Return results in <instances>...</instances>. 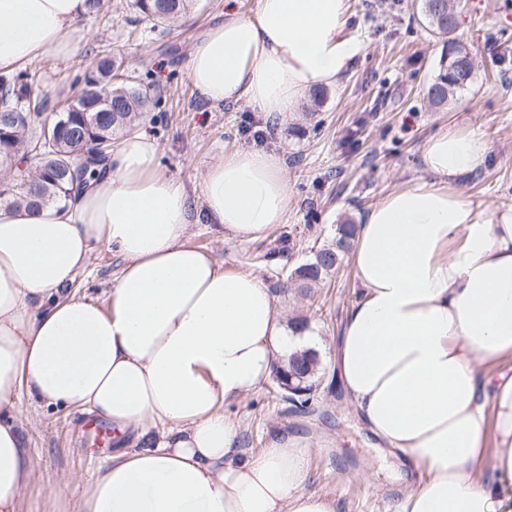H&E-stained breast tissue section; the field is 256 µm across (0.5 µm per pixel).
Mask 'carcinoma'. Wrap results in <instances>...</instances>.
<instances>
[{"instance_id": "carcinoma-1", "label": "carcinoma", "mask_w": 512, "mask_h": 512, "mask_svg": "<svg viewBox=\"0 0 512 512\" xmlns=\"http://www.w3.org/2000/svg\"><path fill=\"white\" fill-rule=\"evenodd\" d=\"M192 0H132L139 17L167 25L181 18ZM461 51L445 47L444 60L427 90L429 101L435 106L448 102V94H457L473 78L469 64L463 62ZM122 61L117 53H107L93 61L80 92L61 110L67 126L56 130L58 121L49 125L20 122L6 128L0 135V165L12 173L0 183V206L19 207L23 204L38 207L65 200L74 191V181H84L106 171L99 160L83 159L84 145L92 140L115 141L129 134L142 114L161 102L159 86L154 83L127 82L119 78ZM31 90L22 82V74L12 77L0 75V108L12 112L41 114L42 102L33 108ZM55 135V148L42 159L31 162L30 152L44 135V130ZM336 249H321L311 263L298 266L291 276L300 287L310 285L341 266L342 253L352 237V225L336 228ZM322 370L319 354L314 349L296 352L289 357L288 369L276 377L283 399L297 411H304L312 401L313 386Z\"/></svg>"}]
</instances>
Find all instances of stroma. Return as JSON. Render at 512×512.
I'll return each mask as SVG.
<instances>
[{
  "mask_svg": "<svg viewBox=\"0 0 512 512\" xmlns=\"http://www.w3.org/2000/svg\"><path fill=\"white\" fill-rule=\"evenodd\" d=\"M129 0H106L99 14L80 19L75 45L25 63L23 71L45 113L60 110L77 93L95 48L115 49L137 82L162 89L160 104L140 120L138 132L158 145V169L185 181L196 179L213 157L239 148L282 155L288 170V221L255 241L234 242L190 227L193 241L232 270L256 274L271 288L288 321L306 319L319 335L326 380L314 392L309 415L289 412L275 381L226 413L240 425L244 452L265 448L270 436L288 431L311 446L308 490L336 501V512H396V499L411 471L357 420L334 376L336 338L360 295L352 258L323 285L304 293L288 284L289 271L313 261L336 239V227L361 223L390 191L424 179L421 154L427 139L448 129L483 134L490 161L458 185L461 195L483 204L512 203V0H456V32L478 58L473 80L447 105L435 108L427 88L439 69L445 38L428 25L421 0H349L346 29L361 49L344 79L326 89L316 112L269 118L246 103L213 106L187 79L196 40L224 15V0H194L189 14L167 28L137 21ZM122 261L99 247L89 269L73 284L78 293L101 295ZM24 443L39 473L29 512H42L45 483L87 476L117 446L144 448L158 441L132 437L117 443L110 423L77 409L46 407L21 396L17 412Z\"/></svg>",
  "mask_w": 512,
  "mask_h": 512,
  "instance_id": "stroma-1",
  "label": "stroma"
}]
</instances>
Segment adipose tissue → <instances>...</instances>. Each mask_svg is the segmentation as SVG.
Masks as SVG:
<instances>
[{"label": "adipose tissue", "instance_id": "ef3b65f1", "mask_svg": "<svg viewBox=\"0 0 512 512\" xmlns=\"http://www.w3.org/2000/svg\"><path fill=\"white\" fill-rule=\"evenodd\" d=\"M85 0H0V72L70 50ZM348 0H256L194 44L187 76L214 105L295 111L336 85L360 45ZM485 138L441 131L428 179L388 193L355 233L361 295L336 351L338 377L371 434L419 472L398 512H512V204L464 199ZM158 145L124 138L107 170L61 203L0 208V512H23L38 474L16 422L21 394L109 421L150 448L122 450L89 478L51 486L74 512H336L305 488L310 445L279 432L245 454L225 406L258 390L290 351L275 295L195 245L206 219L235 241L288 216L282 156L236 149L198 183L159 173ZM122 266L100 297L73 289L96 247ZM497 453L487 457L485 448Z\"/></svg>", "mask_w": 512, "mask_h": 512}]
</instances>
